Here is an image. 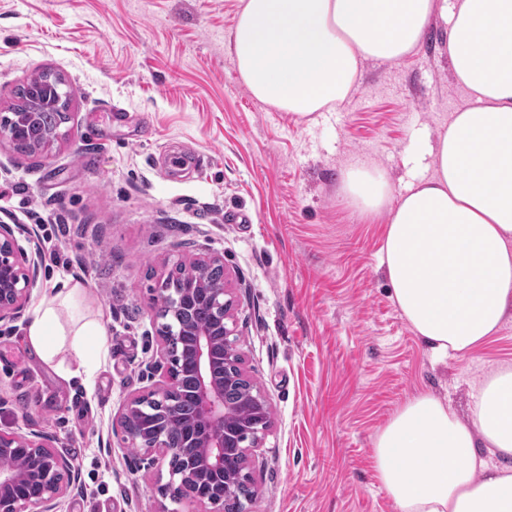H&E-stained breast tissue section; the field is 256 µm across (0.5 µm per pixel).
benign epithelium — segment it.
Wrapping results in <instances>:
<instances>
[{"mask_svg":"<svg viewBox=\"0 0 512 512\" xmlns=\"http://www.w3.org/2000/svg\"><path fill=\"white\" fill-rule=\"evenodd\" d=\"M61 95L36 96L29 112H11L0 122V139L16 143L34 136L37 115L54 106L64 110L73 88L65 77L56 76ZM40 251L30 255L21 247L9 224H0V322L13 321L22 314L36 285ZM190 264L205 271L224 265V257L210 252L195 257ZM163 287L154 298V309L162 320L158 330L161 340V359L155 367L160 380L152 391L154 398H166L175 391V370L169 348L178 336H191L193 340L186 354L194 373L192 399L193 417L187 422L194 432H200L196 447L206 449L196 466L184 473L170 474V480H179L188 491V498L198 504L214 502L207 488L212 477L224 473V492L234 494L240 484L250 480L252 464L248 447H256L272 426L268 401L257 388L251 390L245 407L249 418L243 422L248 429L249 445L240 442L236 453L241 464L235 471L224 469V454L229 443L224 440L229 409L224 403V389L250 380L242 368L243 356L238 348V330L234 319V299L229 286V275L218 282L200 280L174 284L162 279ZM207 304L211 308L210 322L205 326L193 325L197 308ZM143 398L130 399L119 411L118 420L124 425L135 420ZM126 440L135 442L144 450L142 462L152 467L161 457L171 453L190 456L192 448H169L158 431L142 432L139 437L124 429ZM0 458L14 461L11 467H0V512H57L58 499L78 480L68 462L52 450L51 440L39 433L1 432Z\"/></svg>","mask_w":512,"mask_h":512,"instance_id":"obj_1","label":"benign epithelium"}]
</instances>
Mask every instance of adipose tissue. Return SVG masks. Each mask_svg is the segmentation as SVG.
Masks as SVG:
<instances>
[{
    "mask_svg": "<svg viewBox=\"0 0 512 512\" xmlns=\"http://www.w3.org/2000/svg\"><path fill=\"white\" fill-rule=\"evenodd\" d=\"M435 18L467 104L437 135L416 133L400 195L368 166L347 170L342 193L360 214H386L380 265L391 299L443 360L484 345L512 312V0H241L226 44L255 99L308 116L343 101L362 62L406 58ZM81 294L56 280L32 306L25 341L89 385L107 334L97 320L66 328ZM373 448L398 512H512V364L474 384L468 418L422 392Z\"/></svg>",
    "mask_w": 512,
    "mask_h": 512,
    "instance_id": "adipose-tissue-1",
    "label": "adipose tissue"
}]
</instances>
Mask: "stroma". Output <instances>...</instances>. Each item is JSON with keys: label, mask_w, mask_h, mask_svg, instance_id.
<instances>
[{"label": "stroma", "mask_w": 512, "mask_h": 512, "mask_svg": "<svg viewBox=\"0 0 512 512\" xmlns=\"http://www.w3.org/2000/svg\"><path fill=\"white\" fill-rule=\"evenodd\" d=\"M240 0H0V116L37 74L74 94L65 135L20 154L0 139V220L19 242L53 225L32 298L58 277L102 319L110 358L92 387L64 380L23 342L28 315L0 322V430L39 432L79 480L60 512H220L164 495L113 420L153 390L152 306L169 262L205 247L238 284L245 366L273 427L252 451L245 512H396L372 441L427 390L466 416L471 387L512 364V313L488 343L436 360L390 297L379 265L385 216L339 192L354 165L385 170L393 193L413 135L445 130L468 94L433 21L395 64L364 62L351 94L302 117L256 100L224 39Z\"/></svg>", "instance_id": "1"}]
</instances>
